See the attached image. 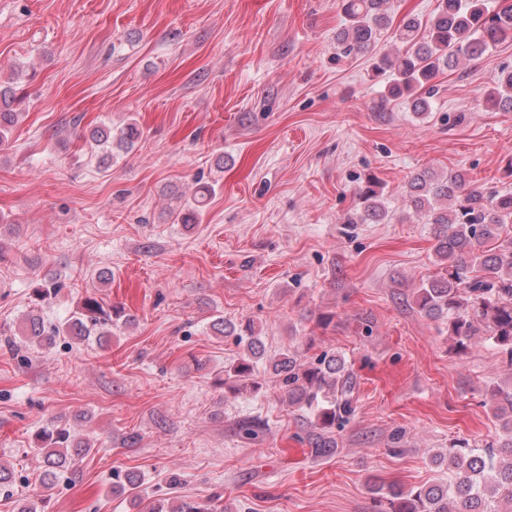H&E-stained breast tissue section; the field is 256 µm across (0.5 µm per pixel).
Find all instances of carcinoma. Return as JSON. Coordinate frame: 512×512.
<instances>
[{
  "instance_id": "cac0c4a2",
  "label": "carcinoma",
  "mask_w": 512,
  "mask_h": 512,
  "mask_svg": "<svg viewBox=\"0 0 512 512\" xmlns=\"http://www.w3.org/2000/svg\"><path fill=\"white\" fill-rule=\"evenodd\" d=\"M387 0H341L343 27L336 41L348 54L369 52L389 33L388 47L376 57L372 71L386 84L384 100L408 99L414 113L431 111L435 86L431 82L464 61L482 57L507 33L512 32V5L497 11L488 0H438L434 13L423 22L411 17L391 26ZM16 93L0 85V146L7 142L19 113L12 109ZM485 105L493 110L512 112V68H503L491 79ZM141 137L130 121L112 133V127L95 128L91 139L101 150V160L112 157V147L128 151ZM215 192L214 183L197 188L192 201L170 211L179 224H193L200 209ZM405 198L422 223L430 225L435 239L434 252L440 268L413 292L416 311L429 318L443 319L456 348L487 337L512 357V189L488 190L461 171H448L442 177L429 170L415 174L405 186ZM389 210L379 182L369 177L357 194L355 215L347 223L379 222ZM120 316L94 297L84 299L79 311L66 322L65 332L80 340L97 334L112 335V317ZM30 336L50 342L60 328H46L40 317L29 315ZM243 353L227 370L234 377L253 376L254 359L262 353L254 329L237 333ZM280 377V388L288 405L309 414L308 442L316 455L336 449V430L355 411L357 381L345 362L334 354H324L315 362H298L290 350L273 363ZM494 416L512 432V391L501 387L490 393ZM40 479L51 483L66 477L77 466L68 453L72 437L63 427L45 436ZM448 470V481L405 489L389 483L376 489L381 512H512V435L477 448L460 440L435 455ZM146 512H207L192 502L166 505L158 501Z\"/></svg>"
}]
</instances>
